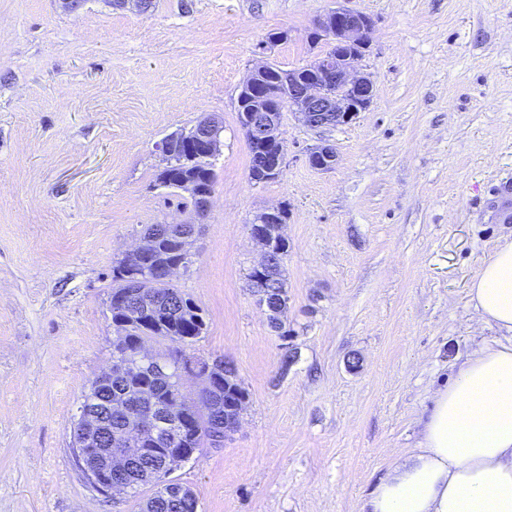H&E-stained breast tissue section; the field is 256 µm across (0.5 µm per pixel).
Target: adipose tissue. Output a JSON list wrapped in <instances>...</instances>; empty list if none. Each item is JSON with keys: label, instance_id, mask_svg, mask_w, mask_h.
Here are the masks:
<instances>
[{"label": "adipose tissue", "instance_id": "obj_1", "mask_svg": "<svg viewBox=\"0 0 512 512\" xmlns=\"http://www.w3.org/2000/svg\"><path fill=\"white\" fill-rule=\"evenodd\" d=\"M482 341L433 396L419 446L391 466L367 512H512V242L471 281Z\"/></svg>", "mask_w": 512, "mask_h": 512}]
</instances>
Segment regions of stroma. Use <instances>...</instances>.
<instances>
[{
	"instance_id": "35a3bbf8",
	"label": "stroma",
	"mask_w": 512,
	"mask_h": 512,
	"mask_svg": "<svg viewBox=\"0 0 512 512\" xmlns=\"http://www.w3.org/2000/svg\"><path fill=\"white\" fill-rule=\"evenodd\" d=\"M335 0H0V512H134L85 484L79 396L109 365L112 262L147 224L189 222L158 148L224 123L196 260L193 351L248 400L223 447L175 470L198 512H364L469 350L493 338L468 286L512 241V0H351L372 18L369 109L330 129L284 113V174L251 181L238 94L259 66H307ZM284 40L268 44L270 34ZM266 51H259V44ZM331 145V170L306 160ZM283 206L288 336L246 274L250 226Z\"/></svg>"
}]
</instances>
